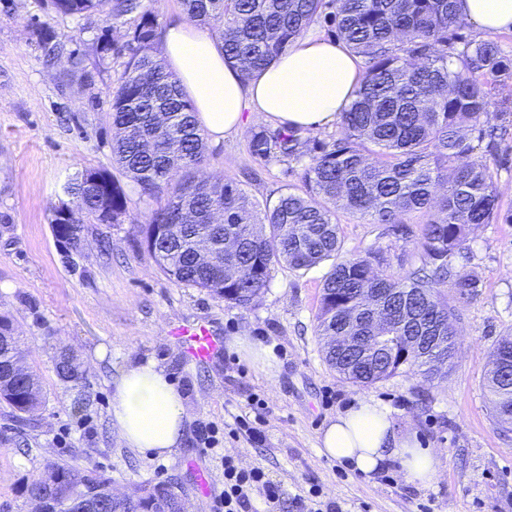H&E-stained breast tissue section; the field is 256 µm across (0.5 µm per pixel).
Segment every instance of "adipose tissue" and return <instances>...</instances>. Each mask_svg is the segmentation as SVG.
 <instances>
[{
	"mask_svg": "<svg viewBox=\"0 0 512 512\" xmlns=\"http://www.w3.org/2000/svg\"><path fill=\"white\" fill-rule=\"evenodd\" d=\"M458 6L480 31L512 32V0H459ZM160 50L193 100L201 127L216 142L241 128L247 112L265 113L276 126L294 130L333 126L363 77L360 57L310 32L247 78L225 61L221 40L180 19L162 29ZM114 387L112 421L122 444L143 454L170 456L188 416L165 373L151 363L126 366ZM319 448L366 475L399 462L405 478L423 487L436 482L442 469L432 449L399 436L389 409L372 400H360L331 420Z\"/></svg>",
	"mask_w": 512,
	"mask_h": 512,
	"instance_id": "obj_1",
	"label": "adipose tissue"
}]
</instances>
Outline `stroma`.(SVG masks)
Listing matches in <instances>:
<instances>
[{
    "instance_id": "1",
    "label": "stroma",
    "mask_w": 512,
    "mask_h": 512,
    "mask_svg": "<svg viewBox=\"0 0 512 512\" xmlns=\"http://www.w3.org/2000/svg\"><path fill=\"white\" fill-rule=\"evenodd\" d=\"M48 33L63 44L51 61L42 48ZM126 39V28H113L99 13L78 17L55 11L50 0H0V311L24 336L45 398L31 416L0 403V512H28L27 484L55 462L98 469L127 493L170 482L187 512H210L224 489V462L202 451L207 424L242 466H261L280 483L289 510L317 485L339 512H512V430L496 424L485 379L496 342L512 336V81L496 98L499 113L481 119L505 131L488 158L501 216L470 229L452 259L454 270L476 276L480 288L468 299L445 290L456 310L455 364L442 379L409 372L361 388L328 366L317 334L328 264L278 267L247 309L177 286L144 246L140 227L149 206L131 188L121 223L84 219L83 255L78 268L68 265L52 232V209L78 171L112 164V92L125 60L102 45ZM76 58L82 68L73 67ZM269 125L264 113H247L240 131L208 143L205 172L234 179L260 202L298 185L286 163L249 152L251 131ZM337 217L343 255L379 248L388 271L421 265L420 214L406 216L404 238L342 210ZM201 319L229 346L223 358L195 365L168 330ZM237 337L266 347L271 366L231 348ZM64 344L83 365L80 380L57 373ZM149 361L169 377L190 418L166 459L127 448L112 426L119 368ZM363 399L387 406L397 433L440 455L434 484L408 482L396 462L367 476L320 453L330 419ZM258 414L265 436L254 443L239 433L238 421Z\"/></svg>"
}]
</instances>
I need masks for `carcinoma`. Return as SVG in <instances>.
<instances>
[{
    "mask_svg": "<svg viewBox=\"0 0 512 512\" xmlns=\"http://www.w3.org/2000/svg\"><path fill=\"white\" fill-rule=\"evenodd\" d=\"M458 0H181L187 19L218 32L225 60L247 77L270 65L318 18L364 59L365 73L350 104L339 113V134L313 148L297 131L251 132L249 151L261 161L293 162L304 190L290 186L276 200L251 199L237 182L197 181L207 146L196 109L155 47L160 23L145 0H51L67 15L98 12L120 27L139 22L120 46L128 56L112 96V160L147 200L163 199L142 225L148 253L177 286L199 288L249 308L277 267L307 270L332 261L317 316L328 365L350 382L369 387L396 374H433L451 363L456 347L454 308L447 283L460 297L477 292L479 280L453 271L451 259L472 226L499 216V195L486 157L465 131L496 111L495 92L512 80V59L488 39L455 41L448 32L466 24ZM334 10L327 11V8ZM66 192L76 211L101 224L126 213L125 186L105 168L84 170ZM371 224L407 234L404 217L419 213L423 264L404 274L374 273L381 250L342 259L336 208ZM53 234L80 249L82 226L58 224ZM384 289L400 314L389 322L380 353L358 359L333 345V336H362L370 320L369 290ZM432 336L443 347L425 352ZM10 316L0 313V400L27 414L43 404L39 376L20 347ZM512 356V336L498 341L487 374L497 423L512 425V377L500 369ZM57 372L83 377L76 357L62 348ZM30 500L74 503L71 512L108 506L110 512H179L182 495L159 484L136 500L112 492L100 471L58 463L26 486Z\"/></svg>",
    "mask_w": 512,
    "mask_h": 512,
    "instance_id": "1",
    "label": "carcinoma"
}]
</instances>
